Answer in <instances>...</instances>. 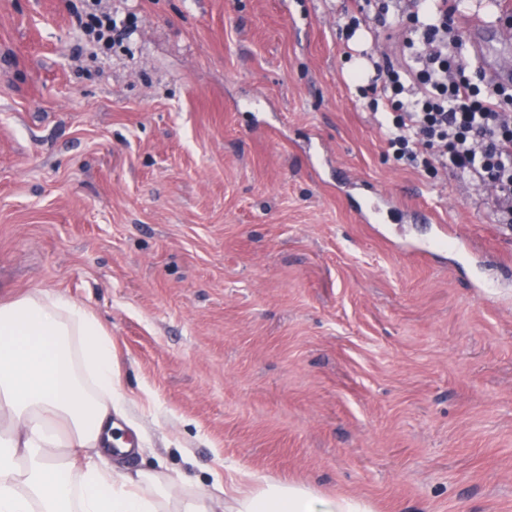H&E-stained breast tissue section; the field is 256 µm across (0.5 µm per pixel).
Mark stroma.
Segmentation results:
<instances>
[{
    "label": "stroma",
    "mask_w": 512,
    "mask_h": 512,
    "mask_svg": "<svg viewBox=\"0 0 512 512\" xmlns=\"http://www.w3.org/2000/svg\"><path fill=\"white\" fill-rule=\"evenodd\" d=\"M346 4L103 0L133 21L107 51L80 0H0V300L59 292L108 330L141 436L124 472L512 512V225L388 153ZM340 170L469 255L361 223Z\"/></svg>",
    "instance_id": "1"
}]
</instances>
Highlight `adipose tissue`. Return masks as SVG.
<instances>
[{"label": "adipose tissue", "mask_w": 512, "mask_h": 512, "mask_svg": "<svg viewBox=\"0 0 512 512\" xmlns=\"http://www.w3.org/2000/svg\"><path fill=\"white\" fill-rule=\"evenodd\" d=\"M123 415L112 337L92 310L49 291L0 302V512H370L256 474L222 500L159 472L128 476L112 464L139 439Z\"/></svg>", "instance_id": "1"}]
</instances>
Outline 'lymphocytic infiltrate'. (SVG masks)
<instances>
[{
  "instance_id": "f902f5d3",
  "label": "lymphocytic infiltrate",
  "mask_w": 512,
  "mask_h": 512,
  "mask_svg": "<svg viewBox=\"0 0 512 512\" xmlns=\"http://www.w3.org/2000/svg\"><path fill=\"white\" fill-rule=\"evenodd\" d=\"M355 6L345 26L350 38L371 14L383 25L408 21L402 63L369 61L353 80L377 110L389 150L413 168L491 184L497 223L512 224V104L467 62L456 21L468 10L464 0H411L406 16L388 0Z\"/></svg>"
}]
</instances>
